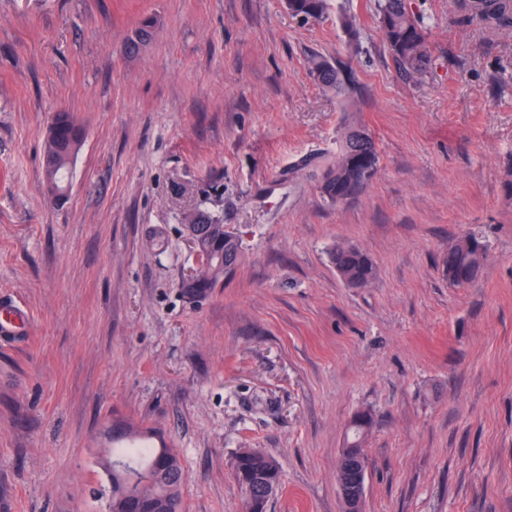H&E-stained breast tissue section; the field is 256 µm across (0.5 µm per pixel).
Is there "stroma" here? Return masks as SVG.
Wrapping results in <instances>:
<instances>
[{
	"mask_svg": "<svg viewBox=\"0 0 512 512\" xmlns=\"http://www.w3.org/2000/svg\"><path fill=\"white\" fill-rule=\"evenodd\" d=\"M328 3L304 24L284 0H0V299L32 317L0 343V512H108L100 462L131 428L178 450L183 512H241L244 448L280 466L268 512H344L363 411L365 512H512V29L407 0L432 50L412 78L376 0ZM59 111L85 131L60 203ZM353 126L378 170L336 205L319 181ZM197 213L244 255L192 302ZM473 234L483 273L457 288L441 258ZM339 244L372 284L343 281ZM310 73L318 83L326 87L336 88V90L340 89L341 81L339 73L336 68L327 61L315 58L311 62ZM83 141V130L70 112L53 118L43 150V170L48 195L55 201L66 198L71 167ZM332 263L339 276L351 287H366L376 275L371 258L353 246L337 245L332 253ZM369 413L357 414L349 427L345 448H351L342 463L344 477L338 482V488L345 506V512L363 511L365 497V478L367 462L356 448H363L365 437L371 427Z\"/></svg>",
	"mask_w": 512,
	"mask_h": 512,
	"instance_id": "35a3bbf8",
	"label": "stroma"
}]
</instances>
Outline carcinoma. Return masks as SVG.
<instances>
[{
  "label": "carcinoma",
  "mask_w": 512,
  "mask_h": 512,
  "mask_svg": "<svg viewBox=\"0 0 512 512\" xmlns=\"http://www.w3.org/2000/svg\"><path fill=\"white\" fill-rule=\"evenodd\" d=\"M289 13L302 21L318 19L326 13L328 0H285ZM458 8L470 23L512 26V0H458ZM379 28L398 67L409 76H421L431 63V50L425 26L406 6V0H377ZM310 73L320 84L340 88L339 73L327 61L316 58ZM83 141V130L70 112L53 118L43 150V170L48 195L55 201L66 198L71 167ZM378 152L372 137L363 129L345 133L321 181V192L329 201L342 203L355 197L357 190L377 173ZM197 263L201 272L181 284L184 296L197 301L207 296L223 278L236 272L242 258V242L224 233L223 225L199 217ZM486 245L468 236L448 248L443 267L448 282L465 287L476 282L486 259ZM332 263L339 276L351 287H366L376 268L362 250L338 245ZM370 414H357L349 427L345 447L361 448L371 427ZM140 442L104 459L102 468L112 486L109 512H172L182 508L183 467L178 453L164 445L142 446ZM233 475L242 494L243 512H266L269 500L281 486L276 460L257 448L240 451L233 463Z\"/></svg>",
  "instance_id": "carcinoma-1"
}]
</instances>
